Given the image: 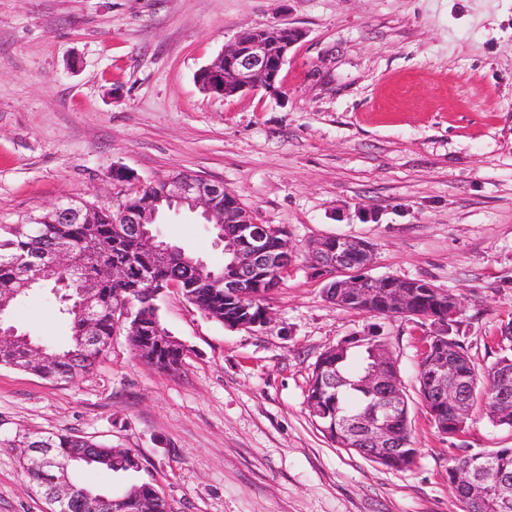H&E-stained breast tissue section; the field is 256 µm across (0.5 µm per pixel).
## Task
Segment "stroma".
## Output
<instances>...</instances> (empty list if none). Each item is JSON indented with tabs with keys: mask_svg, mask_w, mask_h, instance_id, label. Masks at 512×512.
<instances>
[{
	"mask_svg": "<svg viewBox=\"0 0 512 512\" xmlns=\"http://www.w3.org/2000/svg\"><path fill=\"white\" fill-rule=\"evenodd\" d=\"M282 24L304 36L274 87L200 88L225 44ZM178 171L286 232L295 260L263 301L269 326L227 327L171 288L156 305L185 349L179 373L121 332L74 383L0 366V512H48L23 463L49 432L134 454L138 469L78 475L116 496L152 483L168 512H461L454 457L512 448V427L476 410L463 433L438 432L417 391L428 327L329 303L307 247L357 237L368 275L456 295L477 368L512 346V0H0V225L70 198L108 207ZM156 230L223 265L199 215ZM58 307L39 289L11 318L60 347ZM372 331L409 398L420 453L404 470L332 443L307 403L319 357Z\"/></svg>",
	"mask_w": 512,
	"mask_h": 512,
	"instance_id": "obj_1",
	"label": "stroma"
}]
</instances>
